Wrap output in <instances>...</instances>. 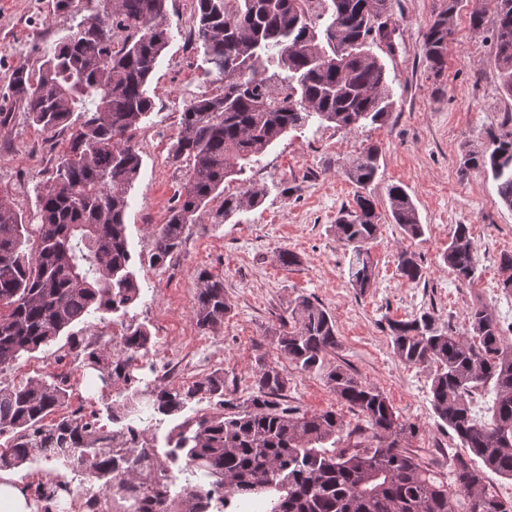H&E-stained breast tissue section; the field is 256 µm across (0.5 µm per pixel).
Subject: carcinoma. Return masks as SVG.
<instances>
[{
	"mask_svg": "<svg viewBox=\"0 0 512 512\" xmlns=\"http://www.w3.org/2000/svg\"><path fill=\"white\" fill-rule=\"evenodd\" d=\"M331 2L318 26L303 0H196L195 44L223 87L192 99L181 113L171 155L188 164L189 177L154 233L150 266H165L215 199L224 198L215 224L260 206L265 190L226 195L224 181L289 131L389 119L392 79L371 45L392 47L393 0ZM103 3L38 66L15 69L7 85L29 120L48 133H67V147L37 194L40 224L26 223L0 194V371L64 335L69 350L85 354L92 376L123 386L127 395L109 407L119 428L105 431L96 415L72 407L65 377L0 385V471L18 469L35 455L52 460L55 468L35 486L37 501L52 502L41 512H57L60 493H70L60 471L78 465L96 479L78 494L86 512H112L114 505L118 512H224L243 498L262 500L266 512H512V504L486 486L489 471L512 480V324L503 328L482 303L468 314L470 336L439 329L428 312L388 322L400 360L434 365L433 410L471 462L459 458L446 473L432 469L403 445L416 426L382 392L341 368L327 383L365 424L350 430L334 410L308 415L283 405L288 378L277 361L258 364L253 393L239 403L224 398L220 372L187 389L155 387L149 404L159 415L182 412L200 394L223 412L175 425L166 459L155 457V475L142 480L138 460L150 444L136 421L145 392L135 386V370L151 333L144 325L125 326L122 353L114 357L112 340L88 342L70 328L124 311L140 296L124 216L142 163L136 133L154 109L148 86L170 33L167 0ZM458 4L448 0L424 34L423 56L435 78L446 66ZM495 26L499 77L512 96V0H496ZM380 155L379 146L369 144L347 167L359 191L335 224L336 236L351 249L349 283L361 292L375 279L368 245L381 216L408 239L426 230L400 185L386 188V213L377 212L365 189L378 175ZM462 165L491 176L512 209V131L489 134L488 145L465 152ZM443 260L462 282L480 278L468 225H455ZM398 272L409 282L422 277L406 252ZM230 313L224 279L199 272L197 327L216 333ZM283 326L277 351L299 371L315 369L338 347L334 318L307 297L295 300ZM182 451L197 482L174 496L166 461Z\"/></svg>",
	"mask_w": 512,
	"mask_h": 512,
	"instance_id": "cac0c4a2",
	"label": "carcinoma"
}]
</instances>
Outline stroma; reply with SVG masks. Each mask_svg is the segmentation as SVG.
I'll return each mask as SVG.
<instances>
[{"label": "stroma", "mask_w": 512, "mask_h": 512, "mask_svg": "<svg viewBox=\"0 0 512 512\" xmlns=\"http://www.w3.org/2000/svg\"><path fill=\"white\" fill-rule=\"evenodd\" d=\"M443 3L394 0L396 50L388 52L382 44L372 48L393 80L395 110L385 124L290 131L258 162L225 183L226 192L234 194L253 186L265 188L259 207L222 224L202 215L164 267H137L140 297L126 314L83 326L87 337L103 328L118 336L131 323L148 327L152 343L143 358L140 389L180 385L186 372L196 382L220 371L225 394L244 401L252 393L259 362L277 357L283 319L295 299L305 296L333 316L339 345L314 370L286 366L282 403L308 414L334 410L350 425L360 424V416L341 403L327 383L329 372L340 367L381 391L417 426L407 445L432 469L447 471L452 459L462 455L457 439L433 412L432 367L401 361L387 330L388 320H407L428 311L439 328L466 336L468 313L477 303L491 306L502 323H512V294L502 288L512 273L501 265L502 255L512 254V209L501 205L490 177L460 164L466 151L482 147L489 134L501 133L512 119V97L501 88L494 59L496 4L460 0L448 63L436 79L427 69L422 43ZM99 5V0H82L75 13L55 11L54 0H0V111L14 115L8 126L0 127V193L9 194L31 221L37 218L36 194L49 179L56 156L65 150L66 139L30 122L5 93L8 77L15 68L51 53ZM194 5V0H168L170 41L155 69L150 89L155 107L137 135L142 166L128 194L127 237L136 256L151 252L154 233L165 223L187 176V164L174 162L170 154L180 114L187 102L216 89L205 74L202 49L188 41ZM476 8L485 12L478 29L469 20ZM369 143L380 146L381 156L368 194L382 202L387 186L405 187L427 230L424 237L410 240L398 225L381 220L369 246L375 282L360 292L348 282L350 251L337 239L334 224L357 191L344 167ZM457 224L469 225L477 250L481 276L470 285L459 282L442 258ZM282 248L297 255V264L278 262L276 252ZM404 251L422 268L419 282H407L398 273L397 259ZM203 269L223 277L224 295L232 306L223 330L215 334L201 332L193 319L196 278ZM78 365L75 354H64L57 342L1 370L0 382L63 374L70 378L73 404L106 412L118 400V390L101 391L91 378L79 374ZM215 411L214 401L198 397L179 416L145 413L141 427L161 449L182 417Z\"/></svg>", "instance_id": "obj_1"}]
</instances>
